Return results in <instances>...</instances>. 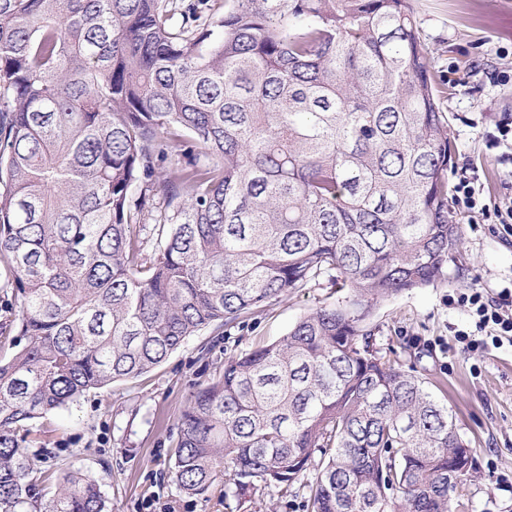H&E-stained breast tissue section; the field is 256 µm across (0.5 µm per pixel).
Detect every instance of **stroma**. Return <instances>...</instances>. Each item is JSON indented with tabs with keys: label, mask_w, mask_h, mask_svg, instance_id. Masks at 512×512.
Returning a JSON list of instances; mask_svg holds the SVG:
<instances>
[{
	"label": "stroma",
	"mask_w": 512,
	"mask_h": 512,
	"mask_svg": "<svg viewBox=\"0 0 512 512\" xmlns=\"http://www.w3.org/2000/svg\"><path fill=\"white\" fill-rule=\"evenodd\" d=\"M431 72L443 82L441 108L454 146L450 184L475 183L487 204L512 199V161L494 139L512 123V0H410ZM461 244L433 284L378 303L366 323L372 347L423 379L453 413L473 450L476 473L465 491V512H512V346L470 354L454 334L472 330L449 297L474 290L494 297L512 289V232L472 223L450 200ZM329 283L287 292L226 326L190 338L150 373L89 394L36 425L30 453L43 468L81 470L94 477L112 512H307V471L301 484L246 489L220 497L188 496L171 474L175 424L199 388L218 375L225 358L283 336L301 317L339 297Z\"/></svg>",
	"instance_id": "stroma-1"
}]
</instances>
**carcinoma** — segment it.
<instances>
[{
    "label": "carcinoma",
    "mask_w": 512,
    "mask_h": 512,
    "mask_svg": "<svg viewBox=\"0 0 512 512\" xmlns=\"http://www.w3.org/2000/svg\"><path fill=\"white\" fill-rule=\"evenodd\" d=\"M176 2L0 0V512H111L79 471L46 497L33 423L322 280L347 295L191 396L177 487L229 462L238 491L314 469L309 512L464 507L452 414L365 329L460 244L409 0Z\"/></svg>",
    "instance_id": "1"
}]
</instances>
